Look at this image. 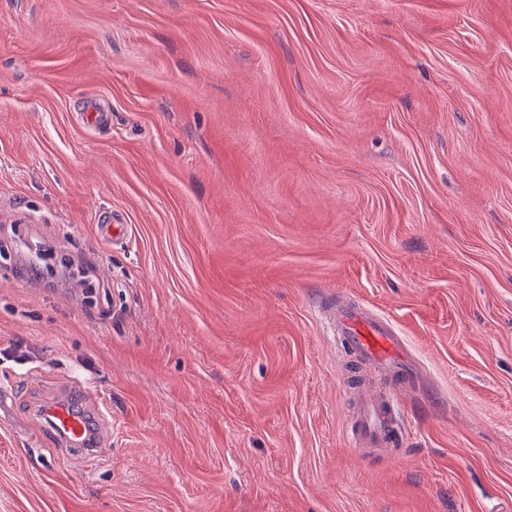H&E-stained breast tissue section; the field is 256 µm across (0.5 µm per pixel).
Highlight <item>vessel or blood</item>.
<instances>
[{
	"instance_id": "obj_1",
	"label": "vessel or blood",
	"mask_w": 512,
	"mask_h": 512,
	"mask_svg": "<svg viewBox=\"0 0 512 512\" xmlns=\"http://www.w3.org/2000/svg\"><path fill=\"white\" fill-rule=\"evenodd\" d=\"M331 321L340 344L358 361L376 367L386 376L407 379L404 343L392 324L365 307L347 301L337 302ZM91 392L76 387L70 398L44 405L40 416L52 436L73 453L94 459L100 453V435L93 432L89 416L79 406ZM356 416L350 428V442L356 450L373 453L397 444L398 399L366 387L355 390Z\"/></svg>"
}]
</instances>
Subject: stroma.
<instances>
[{
    "label": "stroma",
    "mask_w": 512,
    "mask_h": 512,
    "mask_svg": "<svg viewBox=\"0 0 512 512\" xmlns=\"http://www.w3.org/2000/svg\"><path fill=\"white\" fill-rule=\"evenodd\" d=\"M339 296L413 357L394 453ZM76 384L92 462L31 443ZM0 395V512H512V0H0ZM356 416L350 428V443L359 452L374 453L396 446L399 439L398 399L360 385L355 389Z\"/></svg>",
    "instance_id": "obj_1"
}]
</instances>
